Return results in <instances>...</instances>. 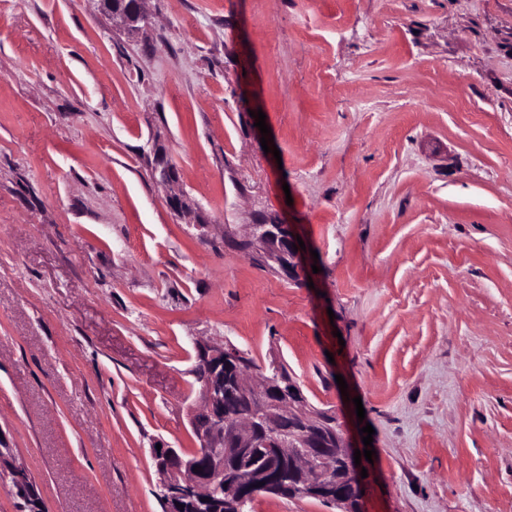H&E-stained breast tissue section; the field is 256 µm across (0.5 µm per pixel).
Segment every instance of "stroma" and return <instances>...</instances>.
I'll list each match as a JSON object with an SVG mask.
<instances>
[{
	"label": "stroma",
	"mask_w": 512,
	"mask_h": 512,
	"mask_svg": "<svg viewBox=\"0 0 512 512\" xmlns=\"http://www.w3.org/2000/svg\"><path fill=\"white\" fill-rule=\"evenodd\" d=\"M144 9L0 0V446L45 512H161L200 339L357 444L361 397L365 512H512V0ZM262 222L311 284L239 249ZM113 0H102V5L105 9L112 8ZM124 1L125 6L119 7L110 11L113 18H119L128 28H140L141 25L148 24V18L141 9V0H120ZM126 4L129 6L126 7Z\"/></svg>",
	"instance_id": "stroma-1"
}]
</instances>
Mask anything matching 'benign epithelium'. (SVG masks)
<instances>
[{
  "mask_svg": "<svg viewBox=\"0 0 512 512\" xmlns=\"http://www.w3.org/2000/svg\"><path fill=\"white\" fill-rule=\"evenodd\" d=\"M126 6L112 9L129 28L148 24L141 9V0H124ZM153 177L161 182H173L176 170L167 162V156L154 154ZM296 239L289 224H267L265 230L254 233L253 248L263 258L272 261L288 275L297 278L303 272L300 252L293 249ZM196 357L201 360L219 359L231 363L233 390L249 399L260 400V405L233 419L224 418V377L206 382L202 403L191 418L197 447L205 449L181 453L175 448L152 451L157 471L161 476V490L170 502L201 500L222 492L229 499L246 502L248 492L261 486L269 494H281L278 465L289 463L299 481L308 486L313 476L336 477V484L346 491L336 494L334 503L341 512H362L364 482L360 468L354 463V447L344 423L336 422V429L323 428L324 417L332 415L312 406L297 381L288 380V389L276 390L265 375L252 380L253 366L241 358L229 343L215 346L196 343ZM284 418L292 420L297 432L290 435L281 428ZM253 448L264 449L261 461L245 463V456ZM198 471H193V467ZM10 477L17 493L26 494L35 488L24 466L18 464L9 448H0V476Z\"/></svg>",
  "mask_w": 512,
  "mask_h": 512,
  "instance_id": "7a95c632",
  "label": "benign epithelium"
}]
</instances>
